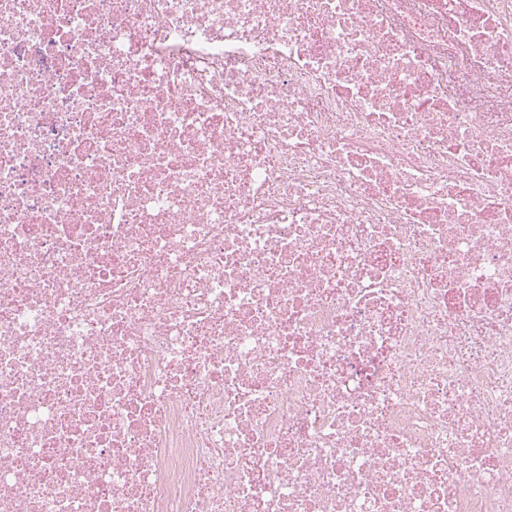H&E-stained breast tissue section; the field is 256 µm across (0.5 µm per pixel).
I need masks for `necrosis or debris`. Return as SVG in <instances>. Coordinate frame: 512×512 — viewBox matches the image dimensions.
<instances>
[{
    "instance_id": "4bbe7bcc",
    "label": "necrosis or debris",
    "mask_w": 512,
    "mask_h": 512,
    "mask_svg": "<svg viewBox=\"0 0 512 512\" xmlns=\"http://www.w3.org/2000/svg\"><path fill=\"white\" fill-rule=\"evenodd\" d=\"M512 0H0V512H512Z\"/></svg>"
}]
</instances>
